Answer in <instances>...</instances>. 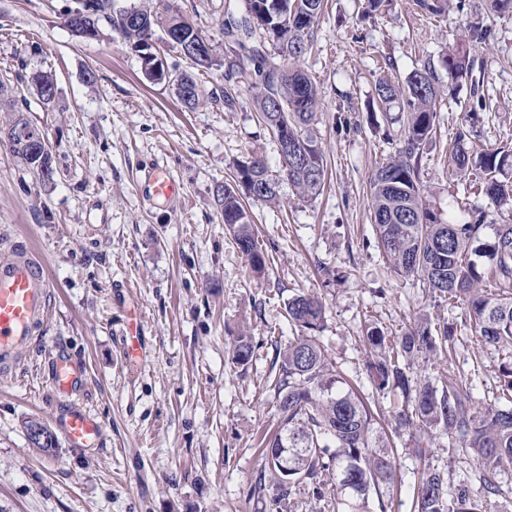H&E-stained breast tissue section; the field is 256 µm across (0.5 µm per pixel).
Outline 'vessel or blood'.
Returning <instances> with one entry per match:
<instances>
[{"label": "vessel or blood", "mask_w": 512, "mask_h": 512, "mask_svg": "<svg viewBox=\"0 0 512 512\" xmlns=\"http://www.w3.org/2000/svg\"><path fill=\"white\" fill-rule=\"evenodd\" d=\"M137 189L170 200L178 195L180 186L170 172L155 167ZM52 288L42 259L28 248L14 246L9 255L0 258V369L15 368L21 351L32 347L49 313ZM50 384L57 395L70 397L82 391V374L69 359L58 355ZM58 427L70 447L96 449L102 444L100 422L82 409L66 412Z\"/></svg>", "instance_id": "b4317fda"}]
</instances>
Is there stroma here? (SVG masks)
Segmentation results:
<instances>
[{"instance_id":"35a3bbf8","label":"stroma","mask_w":512,"mask_h":512,"mask_svg":"<svg viewBox=\"0 0 512 512\" xmlns=\"http://www.w3.org/2000/svg\"><path fill=\"white\" fill-rule=\"evenodd\" d=\"M173 3L235 63L201 74L204 99L191 111L171 85L144 76L138 54L110 29L94 39L73 35L65 25L72 0H0V125L12 116L9 100L25 97L55 170L43 182L0 143V256L26 242L56 284L40 340L14 370L0 372V512H281L253 486L264 471V440L279 425L265 380L280 367L278 347L295 334L285 307L301 292L325 308L319 339L334 369L382 415L397 481L384 499L369 495V512H413L428 469L445 470L453 486L475 465L449 453L446 438L396 427L402 396L376 390L366 325L394 337L423 315L448 323L451 356L420 361L417 371L437 387L465 380L478 409L499 402L502 353L476 341L464 305L398 276L375 246L369 181L400 146V126L390 120L400 108L374 110L375 85L431 63L437 118L420 172L430 205L457 222L478 211L489 224L512 222L511 209L448 165L460 131L484 150L512 146V13L450 0L433 16L415 0H383L366 16L364 0H327L314 49L298 63L323 95L315 131L325 187L307 199L281 179L277 202L247 200L268 256L256 276L214 202L217 185L232 182L249 156L280 173L277 142L252 102L256 66L223 32L228 0ZM477 27L485 40L472 39ZM458 47L473 61L463 80L442 62ZM39 72L56 80L54 106L30 82ZM157 165L181 185L172 201L136 190ZM132 309L146 354L139 367L124 356ZM243 328L253 342L245 365L232 357ZM57 348L83 373L77 397L51 389ZM73 406L101 421L102 448H32L24 421L54 428Z\"/></svg>"}]
</instances>
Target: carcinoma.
<instances>
[{
  "label": "carcinoma",
  "instance_id": "cac0c4a2",
  "mask_svg": "<svg viewBox=\"0 0 512 512\" xmlns=\"http://www.w3.org/2000/svg\"><path fill=\"white\" fill-rule=\"evenodd\" d=\"M322 10L323 0H245L244 12L229 13L232 21L224 28L227 36L240 34L237 44L242 49L257 34L273 45L275 62L256 51L254 106L274 137L282 134L296 145L294 156L281 155V173L304 198L320 194L325 180L322 151L313 130L322 98L296 62L306 54ZM72 11L83 15L93 36L99 35V24L104 22L138 54L148 51L147 40L159 30L180 31L186 39L201 36L193 21L170 5L158 13L121 6L119 0H76ZM204 55L203 61L191 56L186 60L201 72L224 66L214 44L207 43ZM444 63L458 78L466 76L473 65L469 55L460 52L446 54ZM177 78L178 99L185 108L195 109L203 93L195 75L180 70ZM34 81L40 101L52 106L57 97L53 77L44 73ZM376 95L385 105L403 102L406 112L402 146L370 178L378 248L397 275L421 283L440 298L466 303L482 345L512 349V224L487 226L480 218L451 224L430 207L420 184L423 148L437 116L438 89L432 66L414 69L403 82L379 78ZM12 110L9 123L0 127L13 135L11 151L43 181H52L51 155L33 153L22 138L29 120L19 100H13ZM451 160L456 174L482 181L493 202L507 205L512 201V189L497 179L512 170L511 150L497 149L475 160L467 135L461 131ZM236 170L234 183L217 186L215 203L224 224L233 229L238 249L259 273L265 268L266 253L242 196L273 202L278 198L279 180L269 174L260 157L239 162ZM486 227L492 230L488 240L482 234ZM287 312L298 336L278 352L280 368L270 379L280 428L266 442L270 478H259L254 491H270L273 502L289 504L310 487L326 508L333 509L342 500L324 498L321 480L331 470L336 473L339 491L363 502L373 491L382 507L385 491L395 484L396 467L382 444L379 414L360 394L345 387L340 373L330 369L325 348L316 336L324 321L322 302L312 294H299L288 301ZM364 341L376 355L371 368L378 388H398L404 397L405 405L394 416L396 426L443 436L448 447L472 456L476 464L474 477L451 490L440 470L427 472L414 489L413 512H492L496 498L503 494L501 475L512 470V355L499 366V398L505 404L480 410L471 407L465 381L450 377L438 389L414 377L413 364L419 356L451 355L455 342L448 327L433 332L422 317L392 341L380 328L369 327ZM232 353L235 360L248 361L252 357L249 337L238 335ZM285 459L294 468L291 475L295 480L288 484L279 479ZM475 483L478 492L472 488Z\"/></svg>",
  "mask_w": 512,
  "mask_h": 512
}]
</instances>
